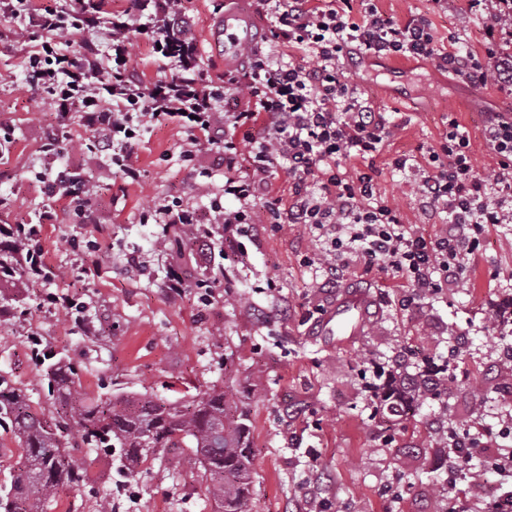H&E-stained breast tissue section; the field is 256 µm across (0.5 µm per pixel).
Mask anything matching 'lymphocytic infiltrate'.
<instances>
[{
    "mask_svg": "<svg viewBox=\"0 0 512 512\" xmlns=\"http://www.w3.org/2000/svg\"><path fill=\"white\" fill-rule=\"evenodd\" d=\"M177 3L131 0L110 20L106 45L87 40L78 52L69 36L97 25L106 0H58L54 7L0 0V16L12 21V38L26 44L22 68L30 82L49 95L60 121L79 118L93 148L123 179H140L134 146L155 126L173 123L188 135L180 151L184 163L193 164L203 147L224 162V194L237 206L229 209L216 199L211 207L225 232L255 224L263 211L273 223L300 224L324 238L318 262L331 279L344 278L351 264L360 263L379 267L416 299L463 285L485 226L512 224V113L487 116L484 134L497 158L493 173L475 169L470 138L453 118L436 144L393 158V171H424L422 202L443 216L440 233L428 237L407 227L399 208L375 191L374 158L390 122L360 101L350 70L370 59L406 56L512 97V0H466L480 27L477 51L460 37H439L428 17L402 23L374 0H256L278 55L247 51V66L219 84L196 68L194 46L185 43L178 75L143 86L126 67L130 33L136 26L149 29L154 43L168 46L192 23ZM308 56L316 66L305 65ZM229 96L235 108L225 113ZM283 163L291 178L284 198L274 195L271 182ZM43 181L48 197L75 202L77 223H92L80 175L52 164ZM147 217L166 234L200 221L195 209L164 198ZM56 218L48 207L36 222L0 225V260L21 280L55 283L58 273L41 239ZM448 470L472 489L495 474L500 489L488 500L451 496L448 512H512V443L506 437L482 429L467 441L449 442Z\"/></svg>",
    "mask_w": 512,
    "mask_h": 512,
    "instance_id": "f902f5d3",
    "label": "lymphocytic infiltrate"
}]
</instances>
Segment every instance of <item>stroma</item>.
Returning a JSON list of instances; mask_svg holds the SVG:
<instances>
[{
    "label": "stroma",
    "mask_w": 512,
    "mask_h": 512,
    "mask_svg": "<svg viewBox=\"0 0 512 512\" xmlns=\"http://www.w3.org/2000/svg\"><path fill=\"white\" fill-rule=\"evenodd\" d=\"M181 3L194 19L188 38L207 78L221 80L244 62L240 50L224 45L225 13L243 12L248 47L262 46L269 35L252 0ZM465 3L448 0L440 13L429 0L380 6L402 22L429 15L439 35L459 34L474 47L479 35ZM131 40L127 67L141 83L176 75V62L152 52L151 34L135 30ZM21 54L20 44L0 39V123L10 134L0 145V224L26 222L44 204L36 174L53 140L64 147L61 164L86 179L96 221L71 223L72 205L62 199L55 204L61 223L43 234L46 259L61 272L59 286L86 307L83 323L45 302L46 287L0 281V376L45 407L56 398L49 378L57 365L93 398L142 393L175 401L208 388L233 391L251 425V512H313L319 500L329 512H443L447 450L434 421L445 415L469 425L478 401L485 424L512 411V364L499 357L512 333L486 326L495 301L512 293V229L486 227L467 283L408 306L386 273L352 268L350 281L373 298L366 324L357 336L318 335L338 291L321 287V271L310 263L321 251L312 232L265 224L241 237L244 262L220 241L214 262L196 265L191 237L162 239L160 227L141 217L153 199L178 197L208 213L221 233L210 203L221 193L224 169L211 152L201 150L203 170L194 172L179 158L184 130L156 126L134 149L139 182H125L103 156L88 152L77 124L60 123L46 94L26 86ZM351 80L361 99L395 123L376 158L377 195L398 204L406 223L436 235L442 219L422 210L418 176L392 172L391 158L437 143L453 117L469 133L475 165L492 171L496 158L484 125L488 113L512 110V98L407 57L366 67ZM133 252L146 261L145 274L127 268ZM172 264L195 283L185 295H168L162 286ZM93 265L99 276L85 278L83 268ZM201 280L216 285L211 304L200 300ZM460 331L467 343L455 353ZM427 367L447 371L449 394L413 404L409 415L376 413L372 392L388 374L410 377ZM85 456L88 483L59 488L48 512H98L105 498L112 512H214L191 449H165L128 475L118 457L91 450Z\"/></svg>",
    "instance_id": "35a3bbf8"
}]
</instances>
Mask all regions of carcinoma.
I'll return each mask as SVG.
<instances>
[{
    "mask_svg": "<svg viewBox=\"0 0 512 512\" xmlns=\"http://www.w3.org/2000/svg\"><path fill=\"white\" fill-rule=\"evenodd\" d=\"M52 376L57 397L49 420L23 390L0 382V427L11 430L22 459L10 468V486L0 489V512H45L59 487L86 483L85 459L66 451L74 430L89 448L119 449L130 467L149 460L148 441L158 448H191L220 512H248L254 454L248 414L234 393L212 388L188 405L159 403L145 394L103 402L85 396L62 370ZM411 386L409 393L388 381L381 405L395 415L404 397L419 402L445 383L417 377Z\"/></svg>",
    "mask_w": 512,
    "mask_h": 512,
    "instance_id": "1",
    "label": "carcinoma"
}]
</instances>
